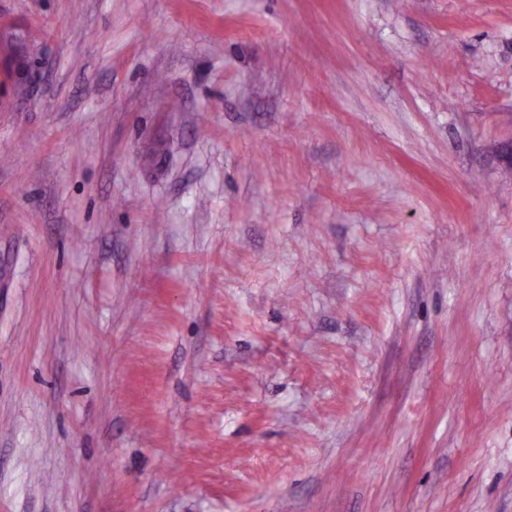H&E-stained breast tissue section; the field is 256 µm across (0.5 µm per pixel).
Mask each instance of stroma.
Masks as SVG:
<instances>
[{
  "label": "stroma",
  "instance_id": "35a3bbf8",
  "mask_svg": "<svg viewBox=\"0 0 512 512\" xmlns=\"http://www.w3.org/2000/svg\"><path fill=\"white\" fill-rule=\"evenodd\" d=\"M0 512H512V0H0Z\"/></svg>",
  "mask_w": 512,
  "mask_h": 512
}]
</instances>
